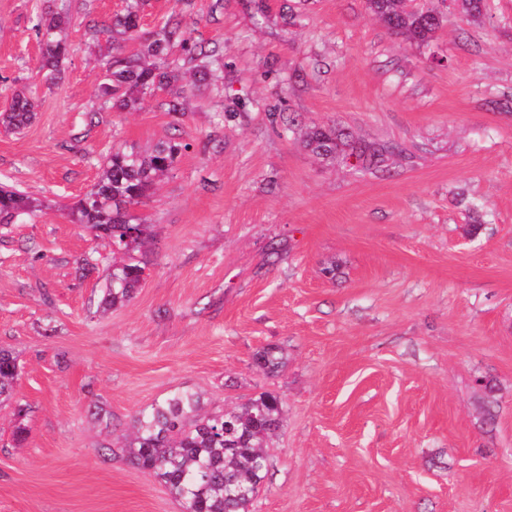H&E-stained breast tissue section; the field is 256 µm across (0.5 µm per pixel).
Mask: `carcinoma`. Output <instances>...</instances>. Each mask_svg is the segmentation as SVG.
I'll list each match as a JSON object with an SVG mask.
<instances>
[{"label":"carcinoma","instance_id":"1","mask_svg":"<svg viewBox=\"0 0 512 512\" xmlns=\"http://www.w3.org/2000/svg\"><path fill=\"white\" fill-rule=\"evenodd\" d=\"M374 16L393 33L419 45H429L440 28V12L415 6L411 0H367ZM143 0H127L125 12L112 25L121 29L139 49L107 61L99 96L115 111L136 107L139 95L156 89L170 93L165 102L179 111V99L206 82L212 67L222 62L224 51L205 50L193 42L180 14L173 12L153 32L141 31ZM73 19L69 3L51 0L36 16L33 29L39 37L41 68L52 75L69 52L62 33ZM182 58L173 57L174 51ZM192 65L193 81L178 84L181 62ZM36 110L28 90L12 94L10 108L0 113V124L24 128ZM305 146L326 160L355 159L364 170L380 167L397 147L377 144L353 136L338 125L314 126L306 134ZM189 144L167 141L150 152L116 150L106 159L98 180L73 206L69 216L93 231L112 247L105 288L97 312L105 313L130 301L144 280L147 263L131 256L151 237V225L133 216L130 208L145 203L154 193L158 178L174 168ZM39 211L37 200L6 185H0V224H11ZM257 366L268 374L282 366L273 348L255 356ZM18 365L12 352L0 348V407L14 405L13 439H26V406L14 404ZM282 401L271 393L234 408L208 412L200 393L177 389L134 416L132 431L121 450L140 470L162 482L182 501L184 512H252L254 495L241 496L238 489L253 490L263 484L269 466L264 443L278 428Z\"/></svg>","mask_w":512,"mask_h":512}]
</instances>
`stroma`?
Masks as SVG:
<instances>
[{
  "instance_id": "35a3bbf8",
  "label": "stroma",
  "mask_w": 512,
  "mask_h": 512,
  "mask_svg": "<svg viewBox=\"0 0 512 512\" xmlns=\"http://www.w3.org/2000/svg\"><path fill=\"white\" fill-rule=\"evenodd\" d=\"M420 2L443 13L427 46L366 0H146L145 30L177 11L224 49L174 114L164 91L129 112L98 94L107 44L136 48L98 33L125 0H70L51 80L44 0H0V81L37 96L0 126V182L43 203L0 224V346L30 408L22 445L0 418V512H182L102 452L177 388L210 410L281 398L252 512H512V0L477 21ZM321 124L400 151L373 172L317 158ZM169 140L189 149L138 209L146 277L97 317L105 269L84 265L109 249L64 207L112 151ZM36 16L33 29L39 37L41 68L47 70V76L53 75L62 59L69 52L67 41L61 34L69 27L73 16L68 1L48 0ZM36 110L35 97L28 90H16L12 94L10 108L0 113V124L12 129H23L33 118Z\"/></svg>"
}]
</instances>
